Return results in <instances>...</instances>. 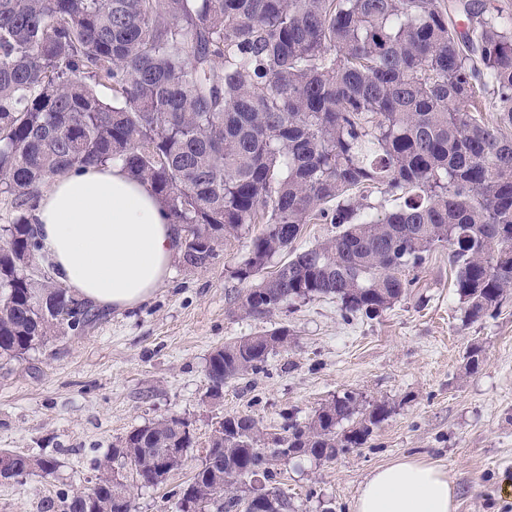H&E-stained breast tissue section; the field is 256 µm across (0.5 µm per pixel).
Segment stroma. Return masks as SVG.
Instances as JSON below:
<instances>
[{"mask_svg":"<svg viewBox=\"0 0 512 512\" xmlns=\"http://www.w3.org/2000/svg\"><path fill=\"white\" fill-rule=\"evenodd\" d=\"M263 230L251 224L227 238L207 268L174 261L154 296L133 310L104 314L84 333L53 339L23 360L0 361V449L57 461L50 477L0 480V512H62L63 497L93 480V455L162 416L191 423L194 460L222 417L247 414L278 433L347 392L364 405L388 402L392 412L362 447L335 460L278 464L276 480L295 512H354L370 473L402 457L448 472L456 512H512V292L496 315L466 320L441 247L407 296L376 318L345 319L330 297L249 316L236 301L250 284L235 271ZM280 326L291 332L287 348L209 398L214 348ZM473 345L482 349L474 370L465 358ZM193 470L184 465L150 488L130 469L122 474L137 512H173L168 492Z\"/></svg>","mask_w":512,"mask_h":512,"instance_id":"obj_1","label":"stroma"}]
</instances>
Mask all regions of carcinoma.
I'll return each mask as SVG.
<instances>
[{
	"mask_svg": "<svg viewBox=\"0 0 512 512\" xmlns=\"http://www.w3.org/2000/svg\"><path fill=\"white\" fill-rule=\"evenodd\" d=\"M488 96L493 125L480 116ZM109 162L150 186L197 269L247 224L265 229L242 281L311 220L336 225L243 295L248 315L332 296L344 318H375L414 285L406 270L445 245L464 317L491 315L512 290V12L497 0H0V196L13 208L0 224V358L20 361L96 317L39 269L31 225L41 184ZM364 189L397 207L373 212ZM289 337L278 327L216 348L209 396ZM390 413L384 402L362 413L346 392L282 441L333 460ZM264 439L247 414L216 421L193 477L170 491L174 512H234L256 475L270 512H293ZM194 444L178 416L133 429L92 459L94 484L64 512H136L114 459L134 457L140 485L155 487ZM3 457L0 480L57 465Z\"/></svg>",
	"mask_w": 512,
	"mask_h": 512,
	"instance_id": "cac0c4a2",
	"label": "carcinoma"
}]
</instances>
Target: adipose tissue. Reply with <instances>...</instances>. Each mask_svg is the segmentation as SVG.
I'll list each match as a JSON object with an SVG mask.
<instances>
[{"mask_svg":"<svg viewBox=\"0 0 512 512\" xmlns=\"http://www.w3.org/2000/svg\"><path fill=\"white\" fill-rule=\"evenodd\" d=\"M35 227L54 279L105 310L149 300L180 253L179 234L149 185L119 163L71 170L39 199ZM456 488L441 467L399 459L373 471L355 512H455Z\"/></svg>","mask_w":512,"mask_h":512,"instance_id":"obj_1","label":"adipose tissue"}]
</instances>
